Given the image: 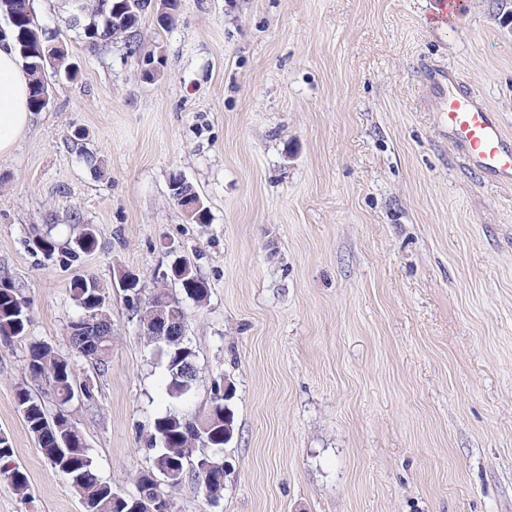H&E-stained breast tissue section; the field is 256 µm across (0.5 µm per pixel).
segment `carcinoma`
I'll list each match as a JSON object with an SVG mask.
<instances>
[{
  "mask_svg": "<svg viewBox=\"0 0 512 512\" xmlns=\"http://www.w3.org/2000/svg\"><path fill=\"white\" fill-rule=\"evenodd\" d=\"M122 0H109L103 6L100 0H75V12L68 21L71 27L80 25L81 16L89 15V22L82 26V36L91 43L124 38L132 52L144 57L155 56V51L143 45L138 39L139 21L128 25L112 11V5ZM0 13L8 21L6 34L23 60L30 77V104L33 111H41L42 88L47 85L45 69L52 66L68 78L75 72L68 62L63 45L57 40V33L34 22L26 9L24 0H0ZM97 244L94 227L85 226L68 243L67 252L73 258L91 252ZM179 286L177 295L197 303L207 300L209 288L204 280L189 279L175 281ZM72 299L78 309L70 321L69 344L73 353L98 367H106L112 353V321L108 315L109 296L98 279L86 274L75 279L70 286ZM171 291L154 289L148 297V305L137 317L138 335L147 343L157 347L160 342L156 333L158 317L171 314ZM30 302L23 289L16 286L0 293V336L5 339L22 336L30 323ZM99 324L100 335L94 337L95 345L87 351L80 350L85 342L82 334L85 325ZM168 383L166 394L180 399L188 393L184 378L186 364H195L196 354L187 342L165 347L162 351ZM26 374L34 382L48 386L51 398L58 405L56 414L47 413L45 402L27 386L18 388L16 402L22 412L29 431L34 435L38 448L52 468L63 475L80 495L85 506L93 512H126L132 501L152 499L158 495L165 498V512H172V493L186 479L200 486L202 492L214 507H219L224 492V400L211 398L208 410L202 415L188 419L177 410H171L154 420L150 440L155 454L152 467L136 477V493L123 494L103 481L94 466L93 459L83 435L68 414V405L73 401L74 371L71 358L60 354L51 346L40 341L29 344L26 358ZM207 428L208 444H202L196 424ZM9 440L0 441V478L7 481L16 494L28 495V481L25 474L13 465V451ZM174 470L170 484H155L150 476L159 470Z\"/></svg>",
  "mask_w": 512,
  "mask_h": 512,
  "instance_id": "cac0c4a2",
  "label": "carcinoma"
}]
</instances>
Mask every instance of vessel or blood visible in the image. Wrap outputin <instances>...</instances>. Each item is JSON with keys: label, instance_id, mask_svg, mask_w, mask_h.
<instances>
[{"label": "vessel or blood", "instance_id": "b4317fda", "mask_svg": "<svg viewBox=\"0 0 512 512\" xmlns=\"http://www.w3.org/2000/svg\"><path fill=\"white\" fill-rule=\"evenodd\" d=\"M428 82L434 92L431 105L466 162L488 181L512 182V138L504 134L497 112L458 86L452 72L431 71Z\"/></svg>", "mask_w": 512, "mask_h": 512}]
</instances>
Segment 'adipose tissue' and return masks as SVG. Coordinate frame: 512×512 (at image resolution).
Instances as JSON below:
<instances>
[{"mask_svg":"<svg viewBox=\"0 0 512 512\" xmlns=\"http://www.w3.org/2000/svg\"><path fill=\"white\" fill-rule=\"evenodd\" d=\"M29 76L11 41L0 43V156L13 153L28 129Z\"/></svg>","mask_w":512,"mask_h":512,"instance_id":"obj_1","label":"adipose tissue"}]
</instances>
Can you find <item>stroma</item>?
<instances>
[{
  "instance_id": "1",
  "label": "stroma",
  "mask_w": 512,
  "mask_h": 512,
  "mask_svg": "<svg viewBox=\"0 0 512 512\" xmlns=\"http://www.w3.org/2000/svg\"><path fill=\"white\" fill-rule=\"evenodd\" d=\"M437 2L179 0L174 28L141 18L145 82L122 39L66 27L71 0H31L79 76L47 70L50 106L0 157V278L31 302L26 334L0 341V434L30 495L0 480V512H85L15 394L30 341L69 353L87 273L109 291L112 354L104 371L75 358L94 396L71 417L118 490L151 468L154 419L205 412L222 378L223 499L189 481L174 512H512V185L463 165L426 87L452 69L512 136V0H463L444 29ZM175 173L208 223L170 200ZM86 224L97 246L69 261ZM46 232L50 257L31 243ZM164 238L209 287L185 303L199 374L177 403L118 282L152 291Z\"/></svg>"
}]
</instances>
